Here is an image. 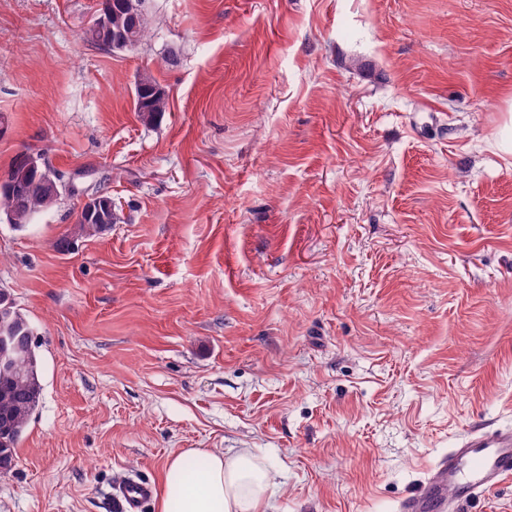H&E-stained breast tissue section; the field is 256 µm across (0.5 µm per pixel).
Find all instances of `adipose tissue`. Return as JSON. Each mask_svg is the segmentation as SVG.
<instances>
[{
  "instance_id": "ef3b65f1",
  "label": "adipose tissue",
  "mask_w": 512,
  "mask_h": 512,
  "mask_svg": "<svg viewBox=\"0 0 512 512\" xmlns=\"http://www.w3.org/2000/svg\"><path fill=\"white\" fill-rule=\"evenodd\" d=\"M191 456L204 460L202 470L189 471ZM274 480L250 449L194 448L167 461L156 507L158 512H268Z\"/></svg>"
}]
</instances>
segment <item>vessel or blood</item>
Masks as SVG:
<instances>
[{
    "mask_svg": "<svg viewBox=\"0 0 512 512\" xmlns=\"http://www.w3.org/2000/svg\"><path fill=\"white\" fill-rule=\"evenodd\" d=\"M512 481V427L482 423L428 469L421 488L402 499L398 512H468V504ZM153 484L129 479L119 490L122 512H140Z\"/></svg>",
    "mask_w": 512,
    "mask_h": 512,
    "instance_id": "vessel-or-blood-1",
    "label": "vessel or blood"
}]
</instances>
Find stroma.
<instances>
[{"instance_id": "obj_1", "label": "stroma", "mask_w": 512, "mask_h": 512, "mask_svg": "<svg viewBox=\"0 0 512 512\" xmlns=\"http://www.w3.org/2000/svg\"><path fill=\"white\" fill-rule=\"evenodd\" d=\"M98 4L0 0V172L78 189L0 221L43 386L0 512H118L191 448L272 463L273 512H395L512 424V0H147L123 52ZM167 98L159 85L151 78L144 77L135 88V110L141 120L152 121L157 115L166 112ZM154 485L143 482L137 478H130L120 487L118 501L121 510L125 512H139L142 506L149 501L154 494Z\"/></svg>"}]
</instances>
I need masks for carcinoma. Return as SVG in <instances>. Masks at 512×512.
Returning <instances> with one entry per match:
<instances>
[{
    "instance_id": "obj_1",
    "label": "carcinoma",
    "mask_w": 512,
    "mask_h": 512,
    "mask_svg": "<svg viewBox=\"0 0 512 512\" xmlns=\"http://www.w3.org/2000/svg\"><path fill=\"white\" fill-rule=\"evenodd\" d=\"M145 0H101L99 11L110 17L109 29L103 32L84 33L90 43L112 51L126 50L141 42L149 33L150 20L144 9ZM167 98L159 85L151 78L144 77L135 88V110L141 120L152 121L166 111ZM31 156L19 155L4 171L11 181V187H0V215H5L9 224L21 230L45 209V172L50 167L40 164L39 168L29 167ZM77 225L85 237H95L104 232L108 225L99 222L98 217L80 211ZM13 322L16 333L14 347L22 354L16 362L14 373H0V416L11 419V426L0 431V460L16 456V448L29 427L42 396L36 346L26 337L30 326L26 315L15 303L4 305L0 310Z\"/></svg>"
}]
</instances>
